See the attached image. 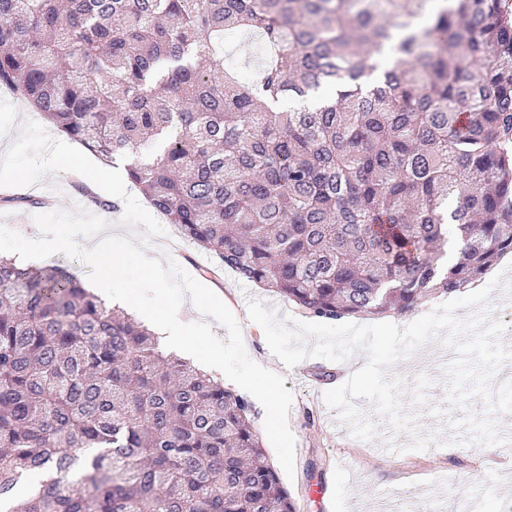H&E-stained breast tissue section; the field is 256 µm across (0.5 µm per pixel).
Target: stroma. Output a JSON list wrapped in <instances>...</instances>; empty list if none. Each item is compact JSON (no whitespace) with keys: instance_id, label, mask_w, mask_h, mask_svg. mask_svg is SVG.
I'll return each instance as SVG.
<instances>
[{"instance_id":"1","label":"stroma","mask_w":512,"mask_h":512,"mask_svg":"<svg viewBox=\"0 0 512 512\" xmlns=\"http://www.w3.org/2000/svg\"><path fill=\"white\" fill-rule=\"evenodd\" d=\"M262 42L241 32L224 39V62L240 81H249L262 57ZM31 106L16 99L0 86V157L17 141L26 120H39ZM36 196L49 198L54 209H79L103 218L111 234L129 235L122 223L123 208L105 210L92 203L85 186L71 174L47 175L32 186ZM167 288L159 309L174 313L182 305L185 286L219 285L224 304L204 321L194 341L196 364H203L211 351L222 348L224 367L216 377L225 387L236 388L237 374L248 371L270 357L262 328L247 313V299H262L278 316L305 320V313L256 284L242 280L234 271L219 268L217 262L188 246L169 255L164 263ZM426 385L404 389L402 400L412 421L411 430L394 434L389 423L373 415L375 434L371 440L354 439L349 429L340 427L339 411L329 407L325 390L343 383L336 362L307 358L292 368L278 366L269 396L251 395L256 411L255 425L260 431L271 465L280 473L284 485L298 503L300 512H377L376 504L384 496H409L414 501H434L433 485H441L447 497L480 498L484 512H503L505 496H512V444L482 446L470 443L467 430L458 428L466 413L485 414L482 400H474L469 409L447 401L450 372L428 368ZM400 436L410 445L409 453L393 459L384 453L387 439ZM353 458L349 472H340L339 454Z\"/></svg>"}]
</instances>
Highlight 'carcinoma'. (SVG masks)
Segmentation results:
<instances>
[{"label": "carcinoma", "instance_id": "1", "mask_svg": "<svg viewBox=\"0 0 512 512\" xmlns=\"http://www.w3.org/2000/svg\"><path fill=\"white\" fill-rule=\"evenodd\" d=\"M232 28L270 47L248 83ZM0 85L316 318L408 313L512 253L509 0H0ZM254 416L64 267L0 258L4 512H297Z\"/></svg>", "mask_w": 512, "mask_h": 512}]
</instances>
